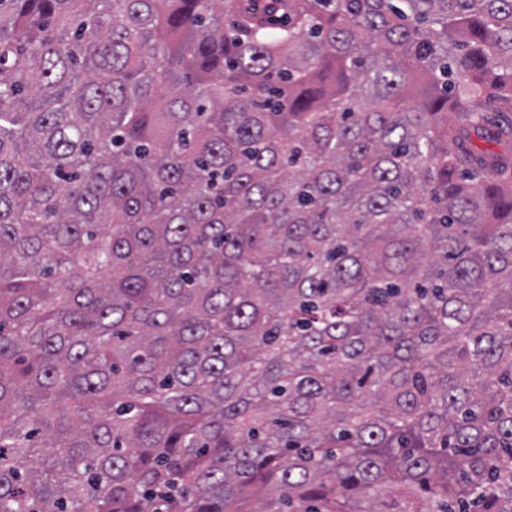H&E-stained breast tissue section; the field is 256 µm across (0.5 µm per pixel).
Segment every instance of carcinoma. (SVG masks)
I'll list each match as a JSON object with an SVG mask.
<instances>
[{"label": "carcinoma", "mask_w": 512, "mask_h": 512, "mask_svg": "<svg viewBox=\"0 0 512 512\" xmlns=\"http://www.w3.org/2000/svg\"><path fill=\"white\" fill-rule=\"evenodd\" d=\"M250 500L512 512V0H0V512Z\"/></svg>", "instance_id": "obj_1"}]
</instances>
